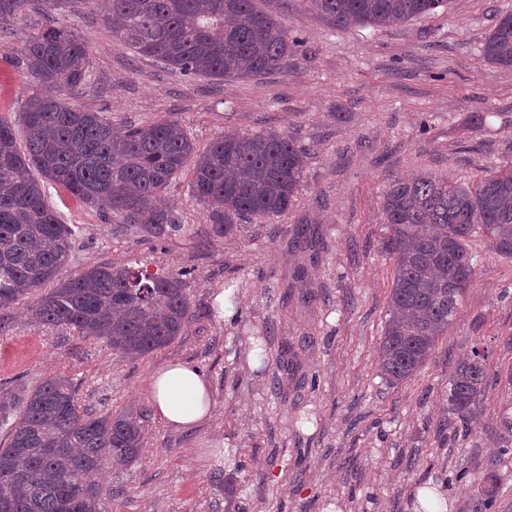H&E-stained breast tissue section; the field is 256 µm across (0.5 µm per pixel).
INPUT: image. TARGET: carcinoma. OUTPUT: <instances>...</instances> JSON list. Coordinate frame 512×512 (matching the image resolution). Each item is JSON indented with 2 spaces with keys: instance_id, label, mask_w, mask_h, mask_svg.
<instances>
[{
  "instance_id": "obj_1",
  "label": "carcinoma",
  "mask_w": 512,
  "mask_h": 512,
  "mask_svg": "<svg viewBox=\"0 0 512 512\" xmlns=\"http://www.w3.org/2000/svg\"><path fill=\"white\" fill-rule=\"evenodd\" d=\"M73 0H0V28L22 29L33 92L17 122L0 116V310L30 298L33 318L104 340L128 358L144 357L183 335L193 317L190 272L151 274L94 265L60 277L71 228L50 207L52 182L83 204L160 239L179 227L159 206L186 168L193 195L216 237L252 217L272 221L295 200L306 153L285 133L226 132L200 151L180 121L117 128L100 112L67 101L81 86L87 46L55 15ZM337 28L401 25L446 9L448 0H310ZM104 21L137 55L190 77L241 79L278 71L300 41L255 0H110ZM490 63L512 68V13L498 17L482 44ZM25 135L20 150L15 127ZM383 250L395 261L377 367L394 385L424 365L446 335L475 275L469 242L484 235L512 259V161L473 183L429 173L390 176L380 204ZM53 288L43 291L46 285ZM477 348L448 382V408L469 428L487 387ZM0 512H105L99 474L127 465L142 448L143 414L79 410L65 375L19 393L0 387Z\"/></svg>"
}]
</instances>
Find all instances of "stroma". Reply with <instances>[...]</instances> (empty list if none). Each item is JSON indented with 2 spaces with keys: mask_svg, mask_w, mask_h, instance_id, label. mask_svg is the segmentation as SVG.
I'll list each match as a JSON object with an SVG mask.
<instances>
[{
  "mask_svg": "<svg viewBox=\"0 0 512 512\" xmlns=\"http://www.w3.org/2000/svg\"><path fill=\"white\" fill-rule=\"evenodd\" d=\"M257 5L302 45L279 71L225 81L138 57L97 0L60 13L91 56L71 103L118 127L177 118L201 150L228 130L275 128L308 159L286 215L221 238L187 171L162 200L180 228L159 241L47 187L74 231L62 276L98 264L188 269L195 316L183 336L132 360L35 321L22 300L0 310V383L63 374L81 408L144 414L138 460L101 472L107 512H481L489 489L490 512H512V260L475 238V276L447 336L403 382L377 372L393 278L380 247L386 181L429 171L469 182L512 160V69L481 55L512 0H450L403 25L347 30L308 0ZM30 84L20 29L0 32V116L23 111ZM477 344L488 385L477 426L458 430L448 380ZM176 359L204 372L215 402L211 421L179 432L155 414L148 387Z\"/></svg>",
  "mask_w": 512,
  "mask_h": 512,
  "instance_id": "35a3bbf8",
  "label": "stroma"
}]
</instances>
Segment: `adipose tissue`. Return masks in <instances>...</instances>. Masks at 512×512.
I'll return each instance as SVG.
<instances>
[{
  "label": "adipose tissue",
  "instance_id": "adipose-tissue-1",
  "mask_svg": "<svg viewBox=\"0 0 512 512\" xmlns=\"http://www.w3.org/2000/svg\"><path fill=\"white\" fill-rule=\"evenodd\" d=\"M149 384L154 410L171 429H192L213 413L208 379L189 363H167L151 374Z\"/></svg>",
  "mask_w": 512,
  "mask_h": 512
}]
</instances>
